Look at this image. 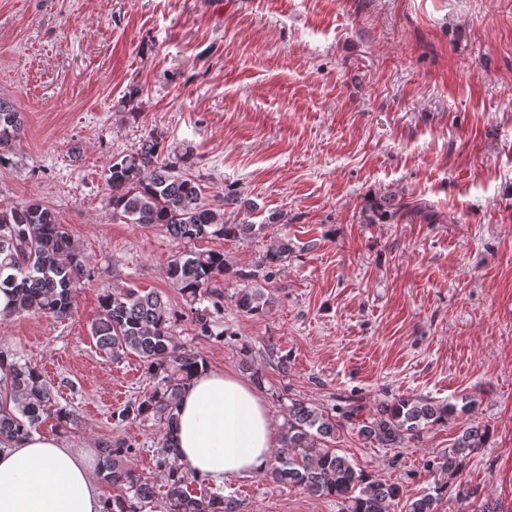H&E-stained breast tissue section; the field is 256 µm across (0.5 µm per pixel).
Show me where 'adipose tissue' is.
<instances>
[{
    "label": "adipose tissue",
    "mask_w": 512,
    "mask_h": 512,
    "mask_svg": "<svg viewBox=\"0 0 512 512\" xmlns=\"http://www.w3.org/2000/svg\"><path fill=\"white\" fill-rule=\"evenodd\" d=\"M178 464L215 484L263 473L278 442L270 411L237 375L208 370L181 395L173 426ZM86 448L30 432L0 438V512H103Z\"/></svg>",
    "instance_id": "1"
}]
</instances>
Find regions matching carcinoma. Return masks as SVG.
<instances>
[{"instance_id": "1", "label": "carcinoma", "mask_w": 512, "mask_h": 512, "mask_svg": "<svg viewBox=\"0 0 512 512\" xmlns=\"http://www.w3.org/2000/svg\"><path fill=\"white\" fill-rule=\"evenodd\" d=\"M23 126L22 113L0 97V167L15 164ZM160 147V138L152 133L130 152L112 159L106 176L112 220L165 227L180 246L168 262L167 278L185 300L194 331L222 338L225 331L214 327L217 315L224 311V291L219 286V277L227 271L224 253L195 251L189 245L202 239H247L256 235V225L225 223L224 212L241 206L240 198L232 193L211 195L194 174L193 152L174 148L165 153ZM288 252V240L282 239L267 251L265 263L276 267ZM92 277L87 257L53 208L37 200L0 205V291L13 297V315L65 318L73 310L76 292ZM204 298L211 307L197 306ZM275 302L272 293L256 284L240 289L236 296L237 308L250 315L266 312ZM177 319L163 292L119 284L103 296L91 321L99 351L114 361L134 354L153 378L152 391L112 412V419L152 418L168 429L162 458L157 461L164 476L161 493L125 467L126 459L136 454L135 445L122 440L101 445L103 481L126 490L105 500L104 512H144L156 505L159 495L165 512H236L232 496L210 490L205 481L189 475L171 458L174 444L169 429L176 403L192 376L206 367L201 354L176 341L171 327ZM1 370L7 383L6 400L0 401L1 437L26 435L38 429L45 416L53 417L58 428L73 421L74 413L57 405L50 382L37 367L0 352ZM364 410V403L354 396L344 399L336 415L302 399H290L279 447L266 470L269 481L301 488L312 496L333 497L344 504L342 512H395L401 495L398 484L371 479L326 444L350 425L367 441L401 448L428 427L448 423L457 407L426 397L395 396L369 415ZM487 438L486 428L463 424L452 454L427 461L428 471L461 472L467 452L484 447ZM194 482L201 485L198 493L190 489ZM445 490V484L436 486L434 493L408 502L406 512H437ZM458 497L472 506V512H512V506L505 509L500 503L479 500L477 490L470 487L459 489Z\"/></svg>"}]
</instances>
